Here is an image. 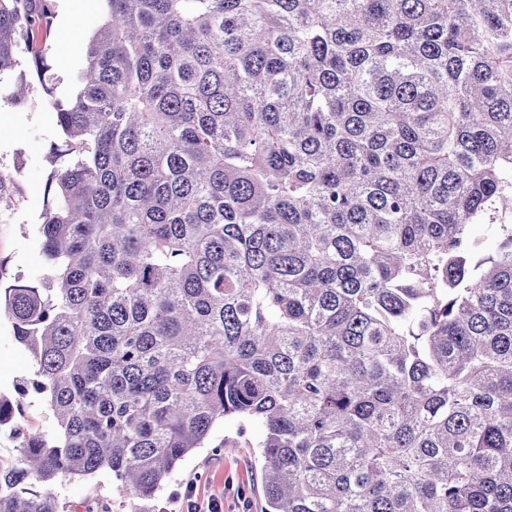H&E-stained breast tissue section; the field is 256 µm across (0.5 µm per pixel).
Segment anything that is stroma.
<instances>
[{
  "label": "stroma",
  "instance_id": "35a3bbf8",
  "mask_svg": "<svg viewBox=\"0 0 512 512\" xmlns=\"http://www.w3.org/2000/svg\"><path fill=\"white\" fill-rule=\"evenodd\" d=\"M103 0H91L89 9L69 20L56 11L47 39L46 80L34 83L26 103H9L8 88L0 89V260L6 263L7 280L22 279L42 285L47 276L43 264L38 224L46 206L45 185L52 169L67 165L68 157H52L51 146L58 140L53 113L45 104L49 97L71 96L75 80L84 66L80 52L90 35L101 25ZM31 362L13 336L7 322H0V394L24 399L19 424L34 433L48 434L52 424L43 403L30 393ZM258 429L239 432L227 422L213 435L214 442L237 441L236 449L223 453L197 449L175 472L152 505V512H182L183 494L194 486L197 495L219 497L224 512H241L240 500H247L250 512H260L261 468L255 443ZM104 499L108 512H130L127 497L111 482L91 486L83 479L63 482L60 495L67 505L85 501L88 489Z\"/></svg>",
  "mask_w": 512,
  "mask_h": 512
}]
</instances>
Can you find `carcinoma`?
Returning a JSON list of instances; mask_svg holds the SVG:
<instances>
[{"label": "carcinoma", "mask_w": 512, "mask_h": 512, "mask_svg": "<svg viewBox=\"0 0 512 512\" xmlns=\"http://www.w3.org/2000/svg\"><path fill=\"white\" fill-rule=\"evenodd\" d=\"M104 2L0 296L53 422L0 394V512H150L226 420L263 512H512V0ZM52 15L0 0V80ZM95 483V481H86L78 478L66 480L63 483H60L62 487L59 494L67 506L77 505L78 503L87 500V491L89 488H92L91 486ZM96 496L104 499L109 512H130V505L127 497L112 482L104 480L101 485L94 488Z\"/></svg>", "instance_id": "1"}]
</instances>
